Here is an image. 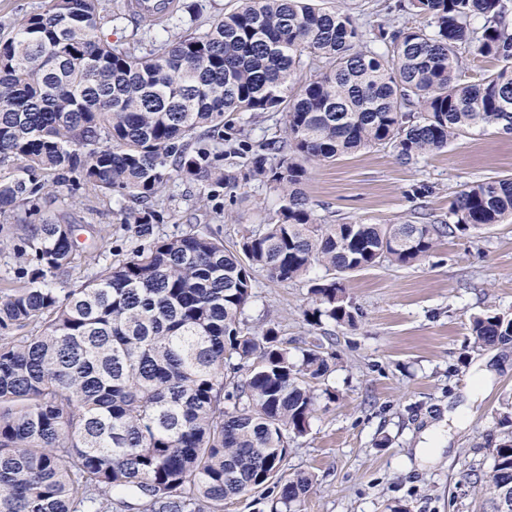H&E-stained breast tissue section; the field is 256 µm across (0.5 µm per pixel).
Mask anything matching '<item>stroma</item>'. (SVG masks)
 Instances as JSON below:
<instances>
[{
	"label": "stroma",
	"instance_id": "stroma-1",
	"mask_svg": "<svg viewBox=\"0 0 512 512\" xmlns=\"http://www.w3.org/2000/svg\"><path fill=\"white\" fill-rule=\"evenodd\" d=\"M397 0H322L343 6L371 45L372 27L419 26L424 19L396 10ZM284 116L269 112L224 132V166L241 170L244 153L281 134ZM512 176V138L494 129L472 130L448 148L410 163L391 149L370 147L310 170L308 206L324 224L415 222L419 214L444 220L454 194L487 177ZM166 209L155 235L198 228L218 233L226 246L269 223L279 207L275 192L260 178L240 181L200 198L196 186L174 181L161 198ZM66 219L81 225L80 251L64 287L80 283L94 267L90 249L107 241L114 258H126L141 240L121 223L116 202L70 205L46 198L37 215H21L0 235L21 245L28 224ZM276 284L253 274L250 322L273 320L293 345L309 336L302 311L310 302L311 280ZM359 312L354 328L324 323L334 339L336 366L328 378L336 400L320 408L310 432L294 442L285 476L309 472L316 484L304 512H386L387 502L406 503L410 512H472L479 498L473 470L488 469V446L497 435L498 414L512 406V344L477 347L470 336L476 315L494 308L512 314V222L486 227L479 235L443 239L422 260L358 271L344 281ZM464 408L465 425L450 422L451 409ZM444 423L441 459L420 463L415 450L422 433Z\"/></svg>",
	"mask_w": 512,
	"mask_h": 512
}]
</instances>
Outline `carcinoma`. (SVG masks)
<instances>
[{"instance_id":"carcinoma-1","label":"carcinoma","mask_w":512,"mask_h":512,"mask_svg":"<svg viewBox=\"0 0 512 512\" xmlns=\"http://www.w3.org/2000/svg\"><path fill=\"white\" fill-rule=\"evenodd\" d=\"M425 18L360 48L356 19L307 0H238L203 32L142 47L112 40L122 13L103 0H44L0 37V220L47 196L133 199L121 223L148 245L125 260L97 248L75 288L76 226L28 227L24 285L0 288V512H224L253 494L269 512H303L314 476L283 477L306 436L336 352L321 339L288 347L279 325L250 327L252 271L274 283L318 265L304 321L354 327L343 277L384 261L406 266L438 240L512 220V177L461 190L441 224H320L304 186L314 164L367 147L409 163L463 133L512 136V0H409ZM493 65L477 77L460 54ZM319 70L300 84L309 65ZM283 112L285 141L252 152L243 177L277 193L274 221L224 238L195 229L153 236L158 197L178 177L233 188L224 127ZM474 343H512V316L488 310ZM481 492L498 512L512 492V408Z\"/></svg>"}]
</instances>
